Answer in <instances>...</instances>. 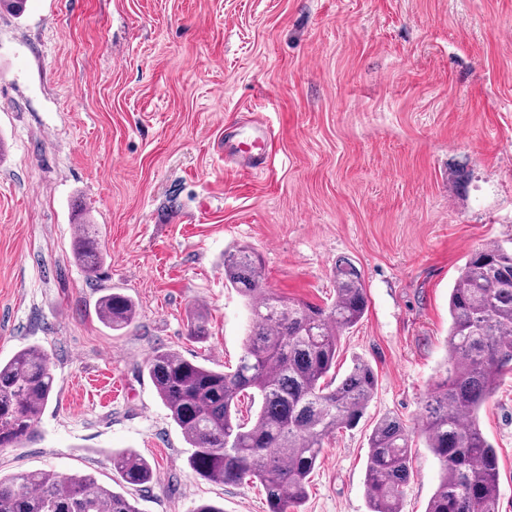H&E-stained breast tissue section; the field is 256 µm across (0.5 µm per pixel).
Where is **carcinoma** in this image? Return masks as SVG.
<instances>
[{
    "mask_svg": "<svg viewBox=\"0 0 512 512\" xmlns=\"http://www.w3.org/2000/svg\"><path fill=\"white\" fill-rule=\"evenodd\" d=\"M74 260L87 277L104 263L101 235L87 217L77 221ZM334 296L320 306L282 296L265 285L263 260L248 245L224 251V282L244 297L249 324L235 370L226 372L157 348L150 381L171 421L194 451L188 465L216 484L258 481L269 512H300L325 441L356 427L378 388L361 359L336 379L339 335L368 308L358 268L333 270ZM97 315L113 331L130 327L136 306L127 296L99 298ZM444 372L423 399L421 428L440 467L426 512H499V457L484 435L480 413L512 373V250L497 243L472 251L448 294ZM48 353L39 346L0 360V448H23L54 392ZM258 401L244 417L241 399ZM112 466L131 486L150 483L152 465L135 450L112 453ZM414 477L410 435L391 415L368 438L365 492L369 512H403ZM0 512H139L125 495L92 474L28 471L0 475Z\"/></svg>",
    "mask_w": 512,
    "mask_h": 512,
    "instance_id": "cac0c4a2",
    "label": "carcinoma"
}]
</instances>
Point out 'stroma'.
<instances>
[{
	"label": "stroma",
	"instance_id": "35a3bbf8",
	"mask_svg": "<svg viewBox=\"0 0 512 512\" xmlns=\"http://www.w3.org/2000/svg\"><path fill=\"white\" fill-rule=\"evenodd\" d=\"M254 116L273 155L250 175L224 140ZM0 139V359L40 346L57 381L39 440L0 449L1 474L91 473L118 492L111 454L131 448L154 469L128 490L140 512H268L259 484L190 470L146 369L159 347L237 365L247 310L223 259L248 245L280 295L325 304L347 258L369 298L336 373L368 361L377 394L326 441L302 512H368L385 415L413 440L404 512H425L439 468L417 420L448 293L472 250L512 246V0H28L0 11ZM80 213L106 253L93 279L73 259ZM113 291L137 310L119 332L95 311ZM481 426L512 512V375Z\"/></svg>",
	"mask_w": 512,
	"mask_h": 512
}]
</instances>
